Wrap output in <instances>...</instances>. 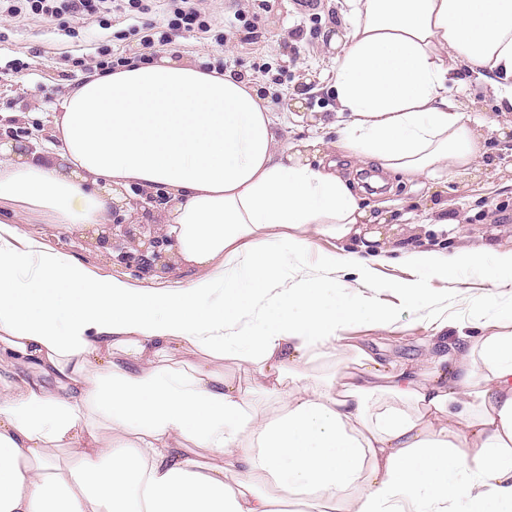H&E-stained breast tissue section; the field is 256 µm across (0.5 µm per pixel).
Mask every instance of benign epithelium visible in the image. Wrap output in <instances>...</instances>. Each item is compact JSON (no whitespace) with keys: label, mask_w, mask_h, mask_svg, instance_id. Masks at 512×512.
<instances>
[{"label":"benign epithelium","mask_w":512,"mask_h":512,"mask_svg":"<svg viewBox=\"0 0 512 512\" xmlns=\"http://www.w3.org/2000/svg\"><path fill=\"white\" fill-rule=\"evenodd\" d=\"M107 245L116 253L114 260L138 275L163 273L168 268V240L157 224H134L112 207L111 240Z\"/></svg>","instance_id":"1"}]
</instances>
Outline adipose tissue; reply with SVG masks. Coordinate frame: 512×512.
<instances>
[{
  "label": "adipose tissue",
  "mask_w": 512,
  "mask_h": 512,
  "mask_svg": "<svg viewBox=\"0 0 512 512\" xmlns=\"http://www.w3.org/2000/svg\"><path fill=\"white\" fill-rule=\"evenodd\" d=\"M334 60L339 147L386 173L474 167L484 133L451 94L456 62L483 69L512 112V0H344ZM51 151L0 144V202L69 227L134 213L163 190L177 261L204 269L159 291L92 273L0 219V512H469L512 504V331L480 310L477 334L425 370L383 364L343 333L388 327L383 301L434 310L428 286L512 251L487 246L382 257L323 254L376 215L321 141L281 146L251 84L163 55L68 86ZM338 297L328 305L324 283ZM200 364L158 366L166 352ZM257 366L266 410L220 363ZM58 448L76 462L50 463Z\"/></svg>",
  "instance_id": "1"
}]
</instances>
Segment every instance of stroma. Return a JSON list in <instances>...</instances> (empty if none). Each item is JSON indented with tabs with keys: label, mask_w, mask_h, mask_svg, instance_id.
<instances>
[{
	"label": "stroma",
	"mask_w": 512,
	"mask_h": 512,
	"mask_svg": "<svg viewBox=\"0 0 512 512\" xmlns=\"http://www.w3.org/2000/svg\"><path fill=\"white\" fill-rule=\"evenodd\" d=\"M210 30L172 33L167 52L201 64H223L226 73L245 77L265 98L277 118L282 143L313 136L336 143L337 116L330 90L337 49L332 35H343L338 0H194ZM145 11L100 10L81 20L65 10L54 16L34 14L28 0H0V140L24 131L47 134L53 126L55 105L67 84L95 66L102 50H118L129 63H141L140 38L147 30L168 31L171 0H146ZM261 34L259 43L240 45L250 29ZM463 86L455 93L467 121L480 122L486 141L477 172L407 181L387 175L386 184H363L364 206L384 215L385 223L365 224L347 245L312 236L309 261L339 247L370 256L380 247L432 249L450 253L461 247L489 245L512 250V112L502 113L497 95L467 62H460ZM447 205L452 225L424 223L427 212ZM28 237L63 252L101 275H112L148 288H176L199 277L196 269L182 268L159 279L134 276L99 248L91 231L45 220H21ZM381 233V243L371 242ZM430 286L448 318V332L436 333L426 312L396 306L388 329L362 324L347 331L351 343L365 347L384 361L425 366L436 346L453 347L457 328L469 324L472 308L491 300L495 312H512V280L495 287L483 272L468 270L458 282L431 279Z\"/></svg>",
	"instance_id": "obj_1"
}]
</instances>
